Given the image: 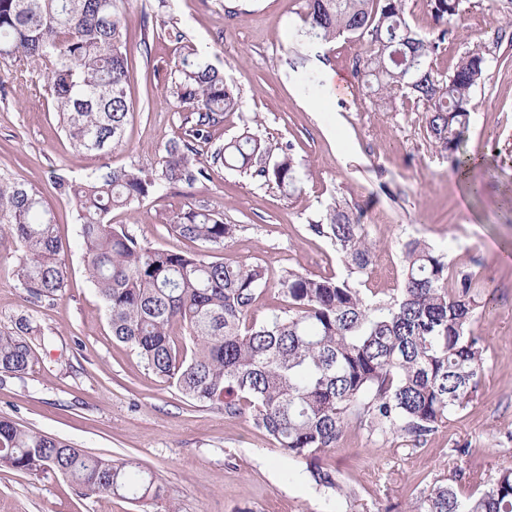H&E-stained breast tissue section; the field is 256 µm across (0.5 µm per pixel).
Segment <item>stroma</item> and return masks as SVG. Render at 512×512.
Segmentation results:
<instances>
[{
	"mask_svg": "<svg viewBox=\"0 0 512 512\" xmlns=\"http://www.w3.org/2000/svg\"><path fill=\"white\" fill-rule=\"evenodd\" d=\"M305 0H125L127 98L131 114L125 144L108 154H84L58 126L43 73L0 57V176L36 188L48 202L63 247L68 286L60 299L37 302L14 275L18 245L0 238V330L25 316L48 341L36 346L23 379L0 383V417L47 433L89 453L131 456L150 469L168 498L150 512H407L421 492L451 483L459 497L477 491L499 470L512 468V0H463L433 69L453 70L472 44H481L486 68L472 94L473 120L462 151L485 158L475 172L481 195L464 198L448 157L427 136L425 107L398 100L376 105L370 82L353 69L358 41L300 40ZM179 28L184 41L170 37ZM208 56L240 98L207 141L200 158L254 122L272 147L291 146L304 171L301 188L276 186L212 166L207 180L170 185L142 204L113 210L112 224L144 246L190 254L200 243L172 233L170 216L195 203L224 216L239 231L225 257L262 260L270 275L299 266L331 276L342 266L335 248L312 234L336 199L362 212L379 242L362 289L389 299L402 279L400 243L412 237L447 248L448 260L476 272L490 307L478 309L470 330L483 339L488 369L479 396L423 443L399 436L372 439L349 429L322 455L353 497L317 487L306 463L281 455L246 417L199 404L153 375L137 353L112 336L109 317L87 278L74 203L54 181L79 180L108 167L160 170L164 144L180 136L188 107L165 86L186 47ZM317 73L322 93L301 90ZM469 446L457 457L452 448ZM0 512H141L113 495L88 497L50 473L0 470Z\"/></svg>",
	"mask_w": 512,
	"mask_h": 512,
	"instance_id": "1",
	"label": "stroma"
}]
</instances>
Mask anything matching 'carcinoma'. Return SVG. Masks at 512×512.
Segmentation results:
<instances>
[{
	"mask_svg": "<svg viewBox=\"0 0 512 512\" xmlns=\"http://www.w3.org/2000/svg\"><path fill=\"white\" fill-rule=\"evenodd\" d=\"M122 0H0V56L45 68L50 96L66 136L87 154L124 145L130 113ZM461 0H428L435 22H450ZM405 0H307L300 35L358 40L364 51L355 70L372 79L380 106L412 96L428 106L427 131L436 149L464 171L459 152L471 124L472 91L486 58L474 44L454 69L441 74L427 64L452 29L432 39L406 23ZM166 92L191 108L183 136L165 144L159 171L113 168L81 181L61 174L59 194L74 200L89 282L101 297L112 336L137 351L148 370L188 399L218 405L230 417L249 416L282 455L311 462L316 486L348 497L336 473L321 466L351 427L371 436L398 434L426 440L477 396L486 366L481 339L469 331L482 303L477 274L449 264L447 252L412 238L401 247L402 280L388 300L370 301L361 289L377 246L348 203L336 200L308 224L336 247L343 271L333 276L291 267L271 282L259 261L218 256L238 224L191 204L174 213L170 229L213 254L142 246L112 224L115 208L140 204L170 184L208 177L194 142L234 110L238 94L224 72L193 48L170 73ZM214 164L236 170L292 195L302 168L289 153L245 129L216 150ZM0 232L20 245L18 282L35 300H55L67 271L47 201L35 188L0 177ZM275 288L286 307L262 321L258 299ZM37 327L21 317L0 330V381L21 379L33 357ZM59 473L84 495H129L147 505L165 487L134 458L113 460L0 419V469ZM411 512H512V470L462 500L449 485L431 487Z\"/></svg>",
	"mask_w": 512,
	"mask_h": 512,
	"instance_id": "obj_1",
	"label": "carcinoma"
}]
</instances>
